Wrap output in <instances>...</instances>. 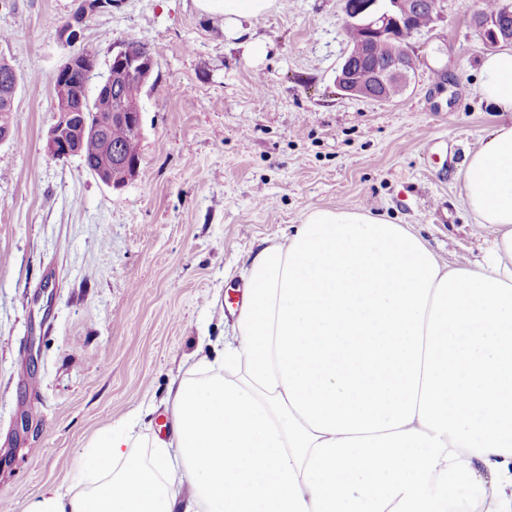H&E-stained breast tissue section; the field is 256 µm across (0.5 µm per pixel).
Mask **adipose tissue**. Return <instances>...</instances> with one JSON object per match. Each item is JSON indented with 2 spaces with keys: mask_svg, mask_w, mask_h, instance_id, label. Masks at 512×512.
<instances>
[{
  "mask_svg": "<svg viewBox=\"0 0 512 512\" xmlns=\"http://www.w3.org/2000/svg\"><path fill=\"white\" fill-rule=\"evenodd\" d=\"M194 3L234 26L277 0ZM479 93L507 116L462 170L494 228L483 265L311 210L252 259L224 369L173 383L166 436L139 455L132 429L104 432L82 482L33 512H449L473 484L484 512H512V48L484 56Z\"/></svg>",
  "mask_w": 512,
  "mask_h": 512,
  "instance_id": "ef3b65f1",
  "label": "adipose tissue"
}]
</instances>
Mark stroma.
<instances>
[{
  "label": "stroma",
  "instance_id": "1",
  "mask_svg": "<svg viewBox=\"0 0 512 512\" xmlns=\"http://www.w3.org/2000/svg\"><path fill=\"white\" fill-rule=\"evenodd\" d=\"M343 6L281 0L231 33L193 0L89 18L99 65L130 41L154 59L138 176L114 190L45 151L75 0H0V59L19 77L0 145V512L75 485L98 433L131 412L158 435L169 386L231 335L253 257L312 209L407 225L452 266L482 259L491 229L462 205L459 172L503 120L478 91L484 0H438L390 101L336 87Z\"/></svg>",
  "mask_w": 512,
  "mask_h": 512
}]
</instances>
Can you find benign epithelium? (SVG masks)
Masks as SVG:
<instances>
[{"mask_svg": "<svg viewBox=\"0 0 512 512\" xmlns=\"http://www.w3.org/2000/svg\"><path fill=\"white\" fill-rule=\"evenodd\" d=\"M115 0H79L70 20L59 29L61 44L69 48L81 39L83 23L91 16L109 11ZM437 0H344V25L354 26L367 44L384 42L387 54L384 59L364 67L355 65L350 56L336 71V87L347 96L384 99L381 89L398 84L407 89L411 80L408 60L414 57L411 40L414 36L412 18L425 7L435 10ZM484 29L493 33L495 44L512 43V0H499L498 11L478 17ZM98 66V60H83L78 54L68 52L64 62L54 74L55 107L54 123L46 139L45 150L57 161H67L81 154L86 138H97L102 148L112 155L111 167L96 174V178L112 189H121L138 174L139 144L142 136L141 99L113 100L107 90L135 80L142 85L149 81L154 61L151 52L134 55L126 46L112 54L107 72L94 96H89V83ZM80 71L83 81L72 78ZM87 101L92 120L74 110L77 101ZM121 124L131 130L130 140L122 145L112 144L108 130Z\"/></svg>", "mask_w": 512, "mask_h": 512, "instance_id": "benign-epithelium-1", "label": "benign epithelium"}]
</instances>
